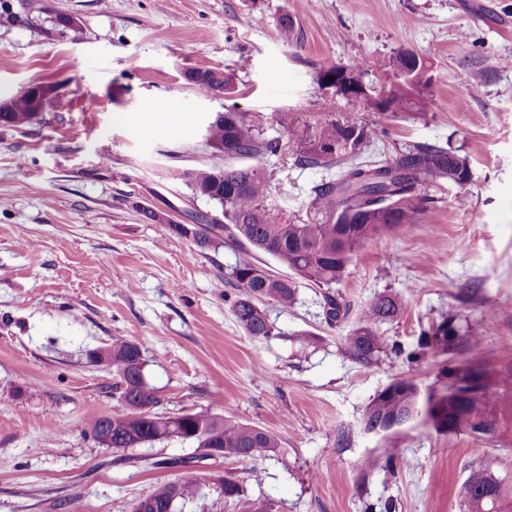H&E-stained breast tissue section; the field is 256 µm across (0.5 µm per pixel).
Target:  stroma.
Here are the masks:
<instances>
[{
    "label": "stroma",
    "instance_id": "1",
    "mask_svg": "<svg viewBox=\"0 0 512 512\" xmlns=\"http://www.w3.org/2000/svg\"><path fill=\"white\" fill-rule=\"evenodd\" d=\"M284 13L299 33L290 45L276 29ZM404 50L426 60L431 104L366 113L372 148L389 157L407 142L450 143L471 182L428 188L436 208L421 223L359 248L335 287L351 304L345 320L328 325L321 289L302 281L293 307L264 303L270 336H248L224 299L239 244L201 249L169 231L186 211L215 210L179 177L217 163L208 119L230 103L312 116L326 60L375 62L391 84L387 62ZM210 67L234 74L232 97L189 84L187 71ZM30 83L53 88L52 107L26 127L0 125V512H131L189 476L201 494L176 512H460L471 468L512 485V448L420 418L387 438L360 428L394 374L426 392L442 386L447 358L512 363V0H0V101ZM151 103L192 121L149 134L119 121ZM278 164L268 205L308 219L321 172ZM382 292L403 301L377 329L385 343L415 349L453 315L452 353L352 360L344 338ZM115 340L140 347L160 412L267 429L276 455L257 465L199 460L179 438L97 443L86 423L116 406V376L91 354ZM191 457L190 468L163 465ZM225 476L240 481V501L218 497Z\"/></svg>",
    "mask_w": 512,
    "mask_h": 512
}]
</instances>
